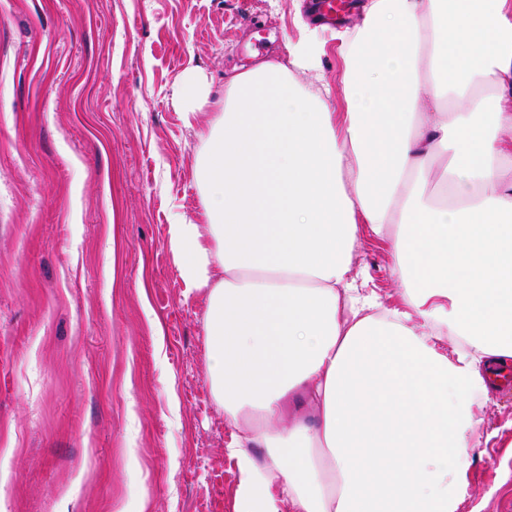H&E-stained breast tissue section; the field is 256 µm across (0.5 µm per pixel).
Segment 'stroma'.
<instances>
[{"label":"stroma","instance_id":"obj_1","mask_svg":"<svg viewBox=\"0 0 512 512\" xmlns=\"http://www.w3.org/2000/svg\"><path fill=\"white\" fill-rule=\"evenodd\" d=\"M310 0H0V512H234L207 375L206 300L168 247L201 209L200 133L224 80L316 32ZM202 74L185 119L174 91ZM356 286L387 306L384 240ZM458 512H512V387L491 389Z\"/></svg>","mask_w":512,"mask_h":512}]
</instances>
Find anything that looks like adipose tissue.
I'll return each instance as SVG.
<instances>
[{
    "label": "adipose tissue",
    "instance_id": "ef3b65f1",
    "mask_svg": "<svg viewBox=\"0 0 512 512\" xmlns=\"http://www.w3.org/2000/svg\"><path fill=\"white\" fill-rule=\"evenodd\" d=\"M338 37L344 111L295 77L310 35L227 79L172 260L207 301L236 512H457L512 361V0H365ZM363 226L400 305L354 286Z\"/></svg>",
    "mask_w": 512,
    "mask_h": 512
}]
</instances>
